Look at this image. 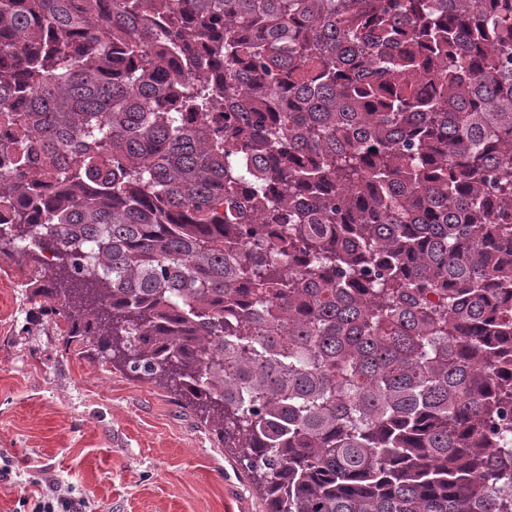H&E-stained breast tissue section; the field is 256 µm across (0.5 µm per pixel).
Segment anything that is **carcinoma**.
I'll list each match as a JSON object with an SVG mask.
<instances>
[{"mask_svg":"<svg viewBox=\"0 0 512 512\" xmlns=\"http://www.w3.org/2000/svg\"><path fill=\"white\" fill-rule=\"evenodd\" d=\"M0 129V262L266 512H512V0H0Z\"/></svg>","mask_w":512,"mask_h":512,"instance_id":"obj_1","label":"carcinoma"}]
</instances>
